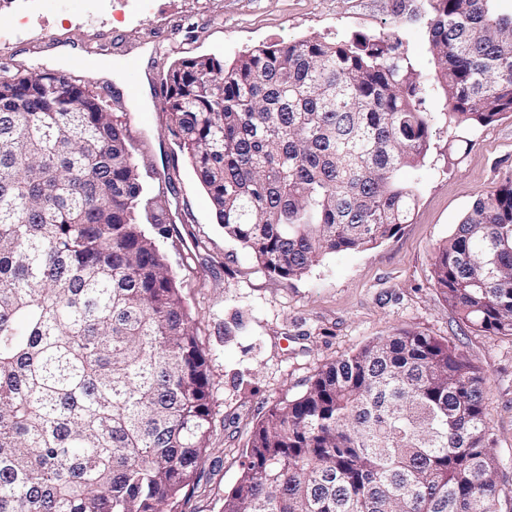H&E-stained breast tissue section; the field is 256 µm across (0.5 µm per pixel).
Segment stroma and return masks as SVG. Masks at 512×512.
Returning a JSON list of instances; mask_svg holds the SVG:
<instances>
[{
    "instance_id": "obj_1",
    "label": "stroma",
    "mask_w": 512,
    "mask_h": 512,
    "mask_svg": "<svg viewBox=\"0 0 512 512\" xmlns=\"http://www.w3.org/2000/svg\"><path fill=\"white\" fill-rule=\"evenodd\" d=\"M428 0H0V81L61 72L85 82L114 120L151 191L167 199V263L209 359L216 407L209 445L183 512H222L238 459L264 412L301 395L316 371L369 341L412 329L455 342L488 380L487 405L502 507L512 512V336L466 326L432 278V258L476 198L512 175V113L468 133L445 123L446 96L425 101L433 136L406 178L417 200L393 237L326 255L284 280L228 238L161 109L162 75L175 60L232 61L272 41L333 40L397 28L418 73L438 66L427 36ZM73 46L97 78L55 52Z\"/></svg>"
}]
</instances>
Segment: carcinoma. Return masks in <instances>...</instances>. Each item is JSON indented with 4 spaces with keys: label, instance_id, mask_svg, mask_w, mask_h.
I'll return each instance as SVG.
<instances>
[{
    "label": "carcinoma",
    "instance_id": "cac0c4a2",
    "mask_svg": "<svg viewBox=\"0 0 512 512\" xmlns=\"http://www.w3.org/2000/svg\"><path fill=\"white\" fill-rule=\"evenodd\" d=\"M494 2L430 0L426 79L395 30L173 62L161 109L224 234L285 280L392 237L415 203L401 174L430 147V88L451 130L512 112V14ZM165 214L86 87L0 82V512H182L214 397ZM432 277L464 322L512 336V177ZM486 385L449 342L374 340L265 412L222 512H501Z\"/></svg>",
    "mask_w": 512,
    "mask_h": 512
}]
</instances>
